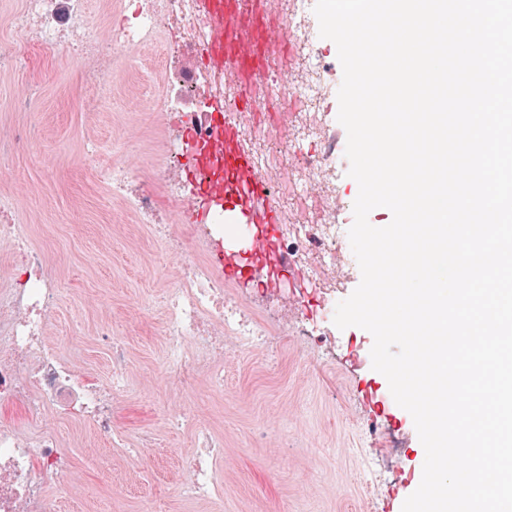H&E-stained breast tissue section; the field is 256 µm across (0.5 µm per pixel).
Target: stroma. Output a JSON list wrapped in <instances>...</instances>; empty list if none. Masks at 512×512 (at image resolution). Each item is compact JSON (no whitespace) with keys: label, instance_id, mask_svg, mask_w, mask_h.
Listing matches in <instances>:
<instances>
[{"label":"stroma","instance_id":"obj_1","mask_svg":"<svg viewBox=\"0 0 512 512\" xmlns=\"http://www.w3.org/2000/svg\"><path fill=\"white\" fill-rule=\"evenodd\" d=\"M92 60H76L71 42L51 50L27 48L0 67V134L23 144L0 158V196L12 197L17 221L33 248L50 261L61 285L52 309L50 341L74 358L79 373L107 383L112 353L98 338L101 325L122 339L131 388L114 406V420L131 458L111 456L88 425L53 411L71 448L74 468L49 484L62 512H207L174 492L192 426L166 428L161 412L171 393L159 372L163 336L156 303L168 275L156 264L158 245L121 201L110 198L96 171L101 159L89 140L141 154V187L154 188L151 167L160 144L178 138L199 106L190 85L198 75L193 43L164 29L161 42L129 53L112 75L110 97L96 99L83 79ZM35 94V113L17 99ZM178 101L165 112L163 99ZM316 341H282L276 359L238 353L224 367V388L199 384L180 399L224 440V512H359L368 469H383L371 512H402L419 486L425 461L411 415L397 405L388 381L372 367V335L359 327L321 325ZM154 431L156 449L140 451Z\"/></svg>","mask_w":512,"mask_h":512}]
</instances>
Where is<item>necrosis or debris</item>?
Returning a JSON list of instances; mask_svg holds the SVG:
<instances>
[{"instance_id":"1","label":"necrosis or debris","mask_w":512,"mask_h":512,"mask_svg":"<svg viewBox=\"0 0 512 512\" xmlns=\"http://www.w3.org/2000/svg\"><path fill=\"white\" fill-rule=\"evenodd\" d=\"M53 0H26L16 20L26 43L49 50L71 41L74 53L94 60L85 71V83L99 97L111 92L110 77L124 63L127 47L156 44L162 24L176 25L199 48L213 38V21L201 0H137L131 20L109 33L88 15L83 0H71L68 23H61ZM266 12L279 17L289 31L288 69L302 108L282 103L280 72L266 70L254 83L255 97L278 105L277 120L261 125L242 122V143L256 162L258 176L267 183L271 201L283 209L275 251L287 252L303 276L294 286L297 302L282 321L284 335L305 340L313 336L308 317V297H315L326 317H333L339 294L358 267L348 239V227L336 214L335 162L327 153L301 151L304 141L327 139L326 115L322 110L331 92L322 69L309 65L313 50V18L306 12L284 9L279 0H262ZM187 138L167 142L163 160L153 166V181L170 200L186 203L197 198L192 181H172L170 166L179 165ZM136 169L126 161H111L99 170V179L113 196L124 200L142 223L151 225L164 268L176 275L163 301L162 374L172 391L195 388L208 377L215 389H223L221 364L226 342L237 349L272 353V318L249 312L241 298L224 285V269L210 256L214 241L234 236L236 225L225 223L224 209L211 206V220L194 233L197 256L186 257L181 233L172 224L153 221L154 199L143 192L128 195ZM0 241L9 242L23 267L19 287L0 289V401L20 404L30 423L39 427L31 438L18 427L0 424V512H58V502L46 492L49 480L68 475L73 458L63 446L58 429L43 426L48 410L88 423L114 451L123 442L113 424L115 399L128 386L125 362L112 358L109 384L79 379L69 361L48 342L51 306L56 296L45 257L30 249L15 224L0 225ZM223 441L206 425H198L195 444L185 454V474L177 484L179 496L209 504L211 512H223Z\"/></svg>"}]
</instances>
